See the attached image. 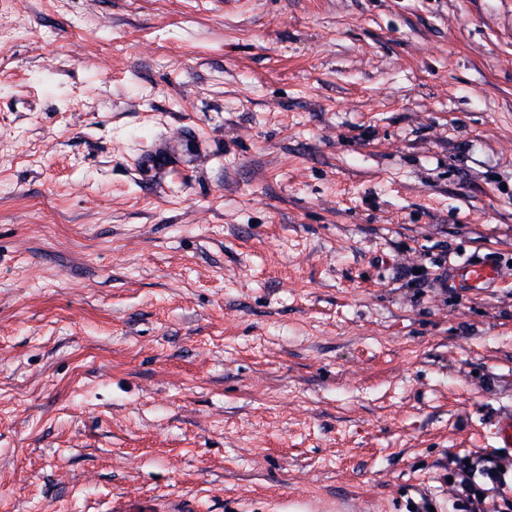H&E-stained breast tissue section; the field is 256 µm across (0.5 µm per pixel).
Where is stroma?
Segmentation results:
<instances>
[{"mask_svg":"<svg viewBox=\"0 0 512 512\" xmlns=\"http://www.w3.org/2000/svg\"><path fill=\"white\" fill-rule=\"evenodd\" d=\"M470 256L512 0H0V512H455L512 276H414Z\"/></svg>","mask_w":512,"mask_h":512,"instance_id":"stroma-1","label":"stroma"}]
</instances>
